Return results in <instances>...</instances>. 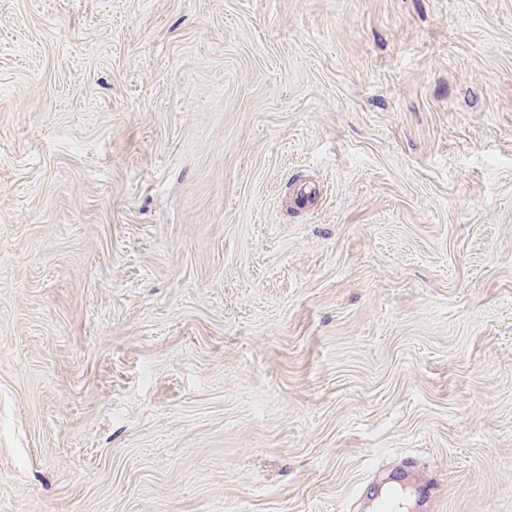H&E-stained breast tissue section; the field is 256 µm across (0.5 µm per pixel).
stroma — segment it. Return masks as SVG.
<instances>
[{
	"label": "stroma",
	"instance_id": "stroma-1",
	"mask_svg": "<svg viewBox=\"0 0 512 512\" xmlns=\"http://www.w3.org/2000/svg\"><path fill=\"white\" fill-rule=\"evenodd\" d=\"M512 512V0H0V512Z\"/></svg>",
	"mask_w": 512,
	"mask_h": 512
}]
</instances>
